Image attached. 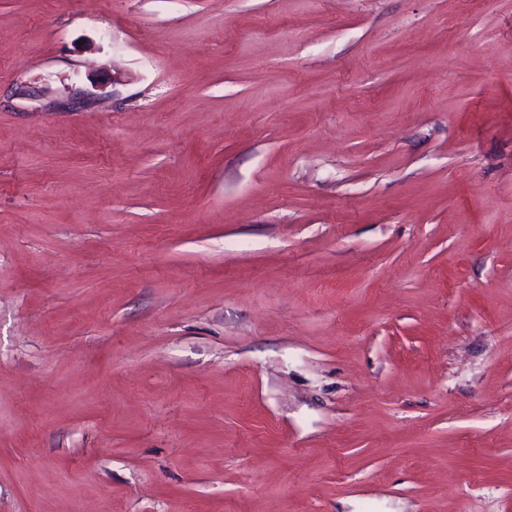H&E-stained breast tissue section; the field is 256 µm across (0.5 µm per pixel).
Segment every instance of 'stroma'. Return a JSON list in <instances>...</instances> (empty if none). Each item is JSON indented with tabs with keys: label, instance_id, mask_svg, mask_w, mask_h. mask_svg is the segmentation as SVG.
I'll return each instance as SVG.
<instances>
[{
	"label": "stroma",
	"instance_id": "stroma-1",
	"mask_svg": "<svg viewBox=\"0 0 512 512\" xmlns=\"http://www.w3.org/2000/svg\"><path fill=\"white\" fill-rule=\"evenodd\" d=\"M0 512H512V0H0Z\"/></svg>",
	"mask_w": 512,
	"mask_h": 512
}]
</instances>
